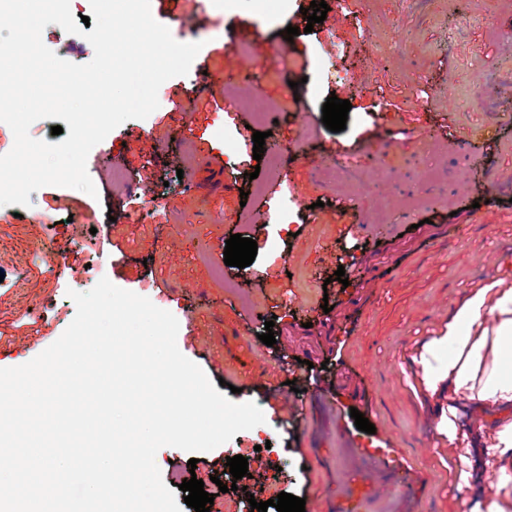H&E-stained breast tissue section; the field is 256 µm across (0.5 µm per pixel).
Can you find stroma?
Instances as JSON below:
<instances>
[{"label": "stroma", "instance_id": "stroma-1", "mask_svg": "<svg viewBox=\"0 0 512 512\" xmlns=\"http://www.w3.org/2000/svg\"><path fill=\"white\" fill-rule=\"evenodd\" d=\"M310 2L153 0L175 40L203 47L187 75L161 85L158 109L90 151L96 196L46 186L28 207L0 206V368L62 335L67 276L96 257L112 283L177 318L181 353L235 386L231 401L254 402L279 450L274 466L251 452L246 488L234 491L236 441L193 468L190 453L164 447L163 482L220 478L230 491L210 512H251L283 491L306 512H456L452 450L406 358L512 257V12L495 0H325L312 25ZM290 25L301 33L288 41ZM333 95L351 103L345 130L303 143L307 116ZM257 96L273 105L272 143L298 152L254 157L247 101ZM336 155L372 183L346 212ZM116 170L126 182H113ZM252 172L265 195L251 194ZM411 190L454 203L410 213ZM284 195L302 205L287 236L272 211ZM237 233L283 241L239 269L224 263ZM269 320L270 347L259 339ZM354 409L375 433L356 428Z\"/></svg>", "mask_w": 512, "mask_h": 512}]
</instances>
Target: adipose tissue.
Wrapping results in <instances>:
<instances>
[{
	"label": "adipose tissue",
	"instance_id": "ef3b65f1",
	"mask_svg": "<svg viewBox=\"0 0 512 512\" xmlns=\"http://www.w3.org/2000/svg\"><path fill=\"white\" fill-rule=\"evenodd\" d=\"M409 363L415 392L434 404L436 432L459 451L448 462L462 491L458 512H512V271L467 289ZM472 406L495 412L491 440L469 423ZM482 472L492 489L471 499Z\"/></svg>",
	"mask_w": 512,
	"mask_h": 512
}]
</instances>
